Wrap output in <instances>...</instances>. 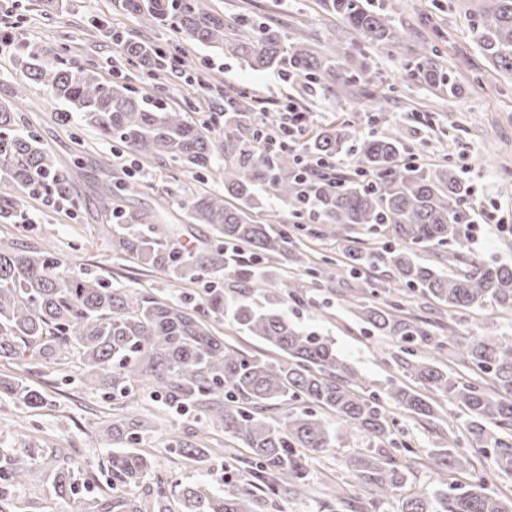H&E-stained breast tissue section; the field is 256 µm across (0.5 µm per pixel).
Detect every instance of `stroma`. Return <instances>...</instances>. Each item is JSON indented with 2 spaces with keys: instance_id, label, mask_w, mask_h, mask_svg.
Returning <instances> with one entry per match:
<instances>
[{
  "instance_id": "stroma-1",
  "label": "stroma",
  "mask_w": 512,
  "mask_h": 512,
  "mask_svg": "<svg viewBox=\"0 0 512 512\" xmlns=\"http://www.w3.org/2000/svg\"><path fill=\"white\" fill-rule=\"evenodd\" d=\"M376 2L388 9L403 48L438 43L458 87L456 95L440 93L412 79L401 56L361 44L342 20L322 9L319 0H209V4L223 10L225 18L246 13L282 23L289 35L302 37L318 49L333 46L343 50L349 70H371L370 83H358L353 90L334 96L312 97L276 72L254 71L232 55L178 42L171 29L128 16L119 10L116 0H64L63 9L52 15L38 12L39 0H0V31L10 34L15 44L14 50L0 54V99L12 100L38 133L42 145L56 156L69 186L67 200L60 206L48 205L40 198L24 199L25 223H0V237L8 233L30 246L51 247L62 271L102 278L116 288L145 291L174 301L202 292L201 285L181 288L153 268L95 247L94 240L99 225L112 221L110 213L102 208L104 189L121 180L131 186L119 202L123 211L145 215L148 223L159 225L171 243L188 242L194 249H203L209 243V232L205 225L187 222L185 204L198 189H214V182L181 164L144 159L97 140L81 121L59 125L56 114L61 104L52 102L43 86L26 79L19 53L28 49L40 53L43 59L63 58L103 78L117 75L123 82L145 88L146 77L139 67L127 64L119 46L96 30V22L103 20L128 36L181 46L209 68L223 91L249 89L269 109L299 105L305 111L306 127L345 121L365 136L386 133L394 124L400 126L406 160L453 166L469 183L474 221L480 226L478 235L468 244L475 257L511 262L512 76L486 58L470 33V13L477 0ZM46 224L54 228L47 238L38 233ZM297 243L309 247V258L322 273L323 290L313 306L286 301L284 309L289 318L305 331L331 337L337 352L373 386H383L389 380L403 382L392 360L397 344L372 334L351 308L356 288H366L382 299L396 294L389 268L383 266L365 277L338 280L334 273L342 257L341 244L329 238L315 240L303 231ZM409 308L437 326V334L443 338L451 333L497 336L512 330V315L491 308L459 315L435 302L418 299L412 300ZM46 379L50 407L33 411L8 401L0 403V448H25L41 439L48 450H66L79 479L74 496L56 498L50 482L40 472L13 496L19 512H30L36 502L46 512H81L83 503L106 491L112 481L107 461L111 447L97 440L96 435L112 415L121 413L122 403L101 390L80 387L81 372L75 367L48 373ZM155 410L162 417V427L145 435L140 447L171 483L187 485L206 480L224 490L243 485L246 472L229 467L226 447L215 446L209 457L195 464L168 448L169 437L185 436L198 427L195 413L179 415L160 404ZM439 412L436 422L415 419L400 410L395 413V439L411 448L410 453L397 455L396 460L408 466L410 485L421 493L432 492L442 482L429 460L432 449L447 441L449 426H462L465 419L461 409L445 401L440 402ZM363 445L361 437L337 426L335 447L310 462L312 493H280L260 506L259 512H322L318 491L338 479L351 483L352 494H359L344 463L349 453Z\"/></svg>"
}]
</instances>
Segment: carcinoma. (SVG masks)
Returning a JSON list of instances; mask_svg holds the SVG:
<instances>
[{"instance_id":"cac0c4a2","label":"carcinoma","mask_w":512,"mask_h":512,"mask_svg":"<svg viewBox=\"0 0 512 512\" xmlns=\"http://www.w3.org/2000/svg\"><path fill=\"white\" fill-rule=\"evenodd\" d=\"M324 9L340 17L363 43L386 49L401 47L387 11L373 0H323ZM122 10L151 26H168L188 41L228 49L255 71H276L309 93L347 89L364 76L343 72L342 53L322 52L268 21L248 15L224 22V13L203 0H122ZM472 33L483 53L501 70L512 72V0H480ZM127 61L148 78L171 68L174 56L157 45L112 33ZM413 76L430 87H448L443 53L437 46L408 53ZM26 77L50 90L66 105L63 123L73 114L97 137L118 143L141 158L165 159L202 170L223 191L195 193L190 217L206 224L217 245L188 257L162 245L155 224L130 229L109 224L103 231L108 249L148 264L180 280L203 279L215 265L242 283L226 292L204 289L197 304L114 288L100 278L58 271L51 252L0 243V367L28 359L43 368L79 362L84 378L109 391L114 399L141 396L175 411L192 410L210 432L249 450L255 468L242 487L224 492L208 481L183 487L176 496L180 512H255L256 490L303 495L309 459L334 447L327 420L333 414L367 442L366 450L346 459L358 486L369 495L367 506L378 512L406 487L409 470L382 458L377 449L393 444L396 417L390 407L423 419L436 417L443 399L464 407L465 430L448 431V442L432 451L441 483L430 496L401 499L399 512H512V498L486 486L474 475L471 458L493 451L495 466L512 465V335L455 336L447 346L433 325L411 314L400 297L376 301L356 296L353 310L379 336L390 338L402 352L425 351L419 361L401 359L404 375L415 387L397 384L377 393L363 375L336 352L333 340L301 330L277 303L252 301L254 290L269 296L281 282L265 267L295 247L284 228L259 224L251 212L271 198L285 204L298 219L338 235L348 224H361L386 239L381 250L360 246L344 250L336 277L372 271L381 262L393 271L402 292L434 301L452 311L491 307L512 314V264H482L467 254L470 186L447 165L402 161L399 128L380 136H358L342 122L318 128L300 146L288 145V127L270 116L269 129L282 137L275 151L265 149L262 132L251 127L248 94H224V143L210 139L207 122L188 119L149 91L107 80L87 68L56 59L24 56ZM24 118L11 104L0 102V223L23 220L21 197L64 196L65 176L38 134L22 130ZM355 149L349 174L305 177L311 167ZM224 152V162L216 161ZM453 243L448 266L456 273L424 261L419 252ZM286 285L287 296L301 301L321 287L320 273ZM224 316L249 336L277 349L281 360L249 356L224 344L214 319ZM30 409L43 408L47 394L28 378L0 373V395ZM150 413L114 416L106 424L115 448L108 463L109 491L92 498L85 512H171L168 479L155 472L150 456L137 448L152 428ZM179 456L204 455L200 440H174ZM42 449L24 453L0 451V512H17L8 489L22 487L41 463ZM52 486L59 499L74 493L76 477L69 457L60 450L52 458ZM470 482L459 484L456 475ZM350 507L345 486L336 484L327 512Z\"/></svg>"}]
</instances>
